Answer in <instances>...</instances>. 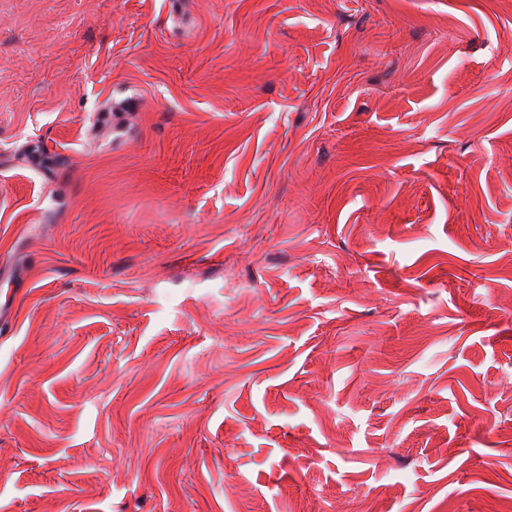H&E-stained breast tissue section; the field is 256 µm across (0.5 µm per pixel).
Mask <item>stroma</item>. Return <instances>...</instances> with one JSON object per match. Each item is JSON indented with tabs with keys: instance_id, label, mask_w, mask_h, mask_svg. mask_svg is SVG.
Instances as JSON below:
<instances>
[{
	"instance_id": "1",
	"label": "stroma",
	"mask_w": 512,
	"mask_h": 512,
	"mask_svg": "<svg viewBox=\"0 0 512 512\" xmlns=\"http://www.w3.org/2000/svg\"><path fill=\"white\" fill-rule=\"evenodd\" d=\"M0 63V512L512 505V0H0Z\"/></svg>"
}]
</instances>
